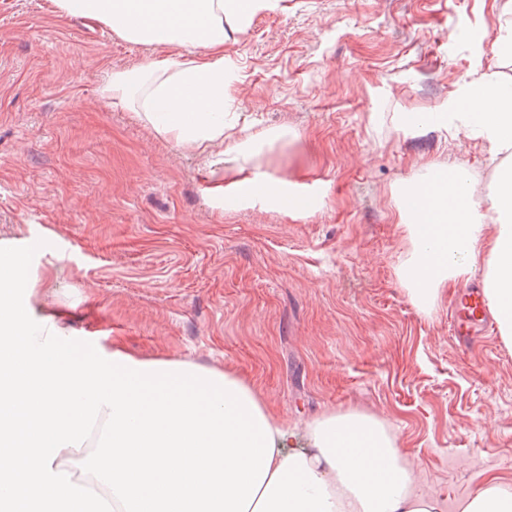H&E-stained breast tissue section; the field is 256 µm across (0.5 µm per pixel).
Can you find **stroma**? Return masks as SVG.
<instances>
[{"label":"stroma","mask_w":512,"mask_h":512,"mask_svg":"<svg viewBox=\"0 0 512 512\" xmlns=\"http://www.w3.org/2000/svg\"><path fill=\"white\" fill-rule=\"evenodd\" d=\"M511 25L512 0H279L233 34L228 122L289 130L237 166L309 195L302 210L227 186L222 146L203 160L103 96L112 71L179 48L0 0V251L41 243L34 322L61 311L75 346L234 370L291 425L375 415L447 512L512 482V346H461L448 301L415 306L395 220L427 165L465 168L481 194L512 168L467 129L397 120L512 79Z\"/></svg>","instance_id":"stroma-1"}]
</instances>
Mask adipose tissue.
I'll return each instance as SVG.
<instances>
[{
	"mask_svg": "<svg viewBox=\"0 0 512 512\" xmlns=\"http://www.w3.org/2000/svg\"><path fill=\"white\" fill-rule=\"evenodd\" d=\"M61 15L121 39L178 46L179 60L112 72L102 92L132 103L159 137L206 153H244L224 123V44L269 0H54ZM471 127L494 152L512 150V82H466L441 111L399 115L401 127ZM402 196L410 297L431 309L448 287L483 270V296L512 345V172L475 197L463 170ZM493 237H486V226ZM27 261H0V512H95L86 479L60 460L102 426L99 478L112 512H443L382 421L328 411L304 429L282 422L237 373L187 361L143 360L121 348L78 350L62 328L29 323ZM460 512H512V484L484 482Z\"/></svg>",
	"mask_w": 512,
	"mask_h": 512,
	"instance_id": "obj_1",
	"label": "adipose tissue"
}]
</instances>
